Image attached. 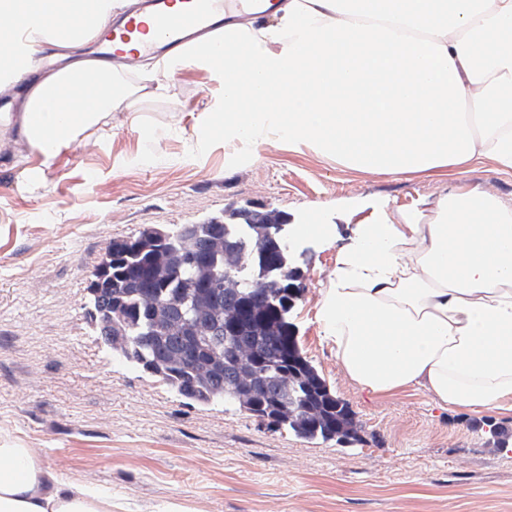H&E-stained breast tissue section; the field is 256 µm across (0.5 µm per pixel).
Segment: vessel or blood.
Segmentation results:
<instances>
[{
    "mask_svg": "<svg viewBox=\"0 0 512 512\" xmlns=\"http://www.w3.org/2000/svg\"><path fill=\"white\" fill-rule=\"evenodd\" d=\"M252 0H138L116 17L104 41L103 58L118 67H133L137 53L127 51L136 41L142 50L180 53L192 39L220 31L226 20Z\"/></svg>",
    "mask_w": 512,
    "mask_h": 512,
    "instance_id": "1",
    "label": "vessel or blood"
}]
</instances>
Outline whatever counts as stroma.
<instances>
[{
	"instance_id": "1",
	"label": "stroma",
	"mask_w": 512,
	"mask_h": 512,
	"mask_svg": "<svg viewBox=\"0 0 512 512\" xmlns=\"http://www.w3.org/2000/svg\"><path fill=\"white\" fill-rule=\"evenodd\" d=\"M173 82L175 99L155 90ZM135 90L106 140L74 146L33 181L39 158L0 137V446L29 448L112 512H512V410L441 407L423 388L372 394L345 373L316 320L360 225L392 223L461 188L512 208V170L492 155L392 175L270 140H226L219 84L194 68ZM207 131L205 144L196 135ZM275 207L305 254L289 314L299 346L353 412L351 446L307 441L216 403L190 402L113 355L87 318L109 241L144 224H199L229 206Z\"/></svg>"
}]
</instances>
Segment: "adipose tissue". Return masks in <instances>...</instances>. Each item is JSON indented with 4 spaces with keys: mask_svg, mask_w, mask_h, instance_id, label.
Wrapping results in <instances>:
<instances>
[{
    "mask_svg": "<svg viewBox=\"0 0 512 512\" xmlns=\"http://www.w3.org/2000/svg\"><path fill=\"white\" fill-rule=\"evenodd\" d=\"M0 0V39L32 56L110 28L115 0ZM265 26L233 23L152 71L213 72L226 138L269 137L392 175L462 166L481 154L512 170V0H286ZM243 42L248 60L224 63ZM133 91L106 65L38 77L15 122L52 167L103 135ZM79 101L77 110L47 111ZM361 225L323 290L317 321L348 376L383 394L420 386L479 412L512 402V209L475 189ZM0 512H112L107 490L66 481L27 448L0 446Z\"/></svg>",
    "mask_w": 512,
    "mask_h": 512,
    "instance_id": "obj_1",
    "label": "adipose tissue"
}]
</instances>
